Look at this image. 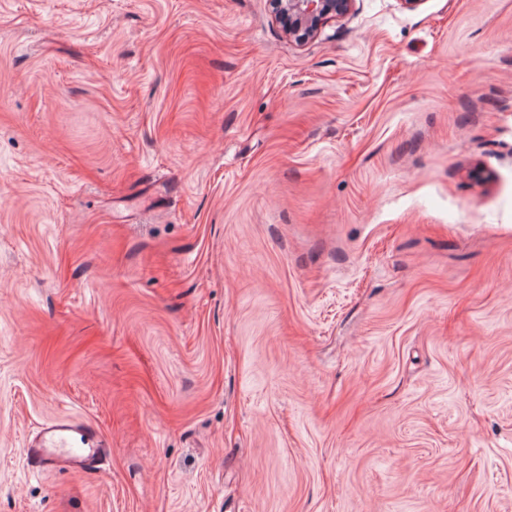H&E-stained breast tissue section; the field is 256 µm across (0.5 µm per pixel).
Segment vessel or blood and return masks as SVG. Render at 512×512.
Returning a JSON list of instances; mask_svg holds the SVG:
<instances>
[{
    "instance_id": "b4317fda",
    "label": "vessel or blood",
    "mask_w": 512,
    "mask_h": 512,
    "mask_svg": "<svg viewBox=\"0 0 512 512\" xmlns=\"http://www.w3.org/2000/svg\"><path fill=\"white\" fill-rule=\"evenodd\" d=\"M106 451L107 445L96 426L58 418L40 427L26 455L35 469L63 468L83 474L90 470L93 456Z\"/></svg>"
}]
</instances>
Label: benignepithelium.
Masks as SVG:
<instances>
[{
	"mask_svg": "<svg viewBox=\"0 0 512 512\" xmlns=\"http://www.w3.org/2000/svg\"><path fill=\"white\" fill-rule=\"evenodd\" d=\"M354 0H269L288 34L302 42L314 36L329 18L344 17Z\"/></svg>",
	"mask_w": 512,
	"mask_h": 512,
	"instance_id": "7a95c632",
	"label": "benign epithelium"
}]
</instances>
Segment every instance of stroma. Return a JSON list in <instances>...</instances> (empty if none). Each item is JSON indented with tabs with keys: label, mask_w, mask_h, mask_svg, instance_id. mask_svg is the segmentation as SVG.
<instances>
[{
	"label": "stroma",
	"mask_w": 512,
	"mask_h": 512,
	"mask_svg": "<svg viewBox=\"0 0 512 512\" xmlns=\"http://www.w3.org/2000/svg\"><path fill=\"white\" fill-rule=\"evenodd\" d=\"M0 512H512V0H0ZM354 0H269L288 34L302 42L314 36L329 18L344 17ZM106 453L107 444L96 426L67 418L43 424L26 451L28 462L35 469L63 468L80 474L92 468L94 455Z\"/></svg>",
	"instance_id": "1"
}]
</instances>
